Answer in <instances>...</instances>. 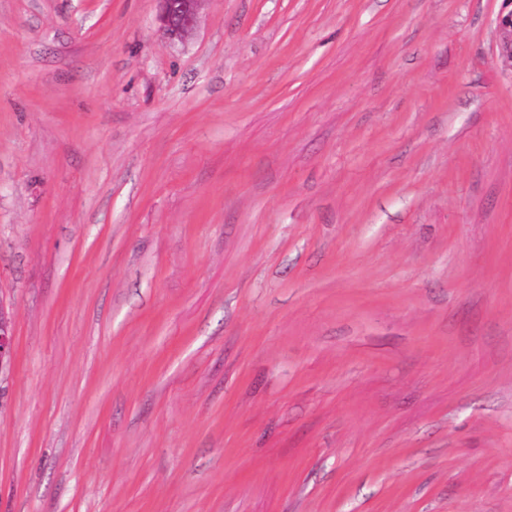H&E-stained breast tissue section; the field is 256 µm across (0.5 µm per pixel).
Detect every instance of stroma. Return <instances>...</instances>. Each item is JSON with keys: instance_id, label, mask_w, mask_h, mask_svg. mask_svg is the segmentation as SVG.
Here are the masks:
<instances>
[{"instance_id": "stroma-1", "label": "stroma", "mask_w": 512, "mask_h": 512, "mask_svg": "<svg viewBox=\"0 0 512 512\" xmlns=\"http://www.w3.org/2000/svg\"><path fill=\"white\" fill-rule=\"evenodd\" d=\"M502 0H0V512H512ZM162 2L161 21L172 39L181 40L192 31L199 5L204 0H159ZM11 321L0 307V377L13 361Z\"/></svg>"}]
</instances>
